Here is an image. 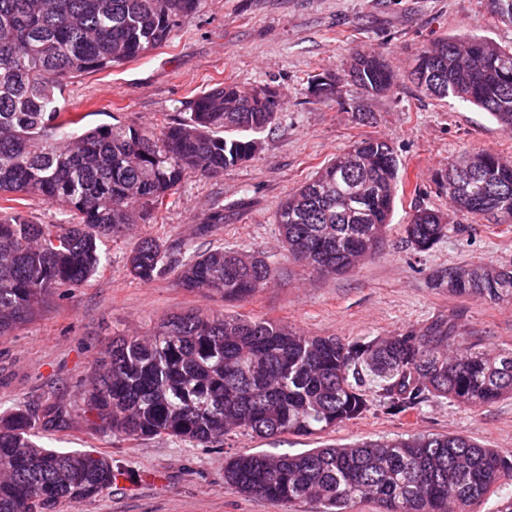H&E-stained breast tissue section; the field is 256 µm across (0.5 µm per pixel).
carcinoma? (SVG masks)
<instances>
[{"instance_id": "1", "label": "carcinoma", "mask_w": 512, "mask_h": 512, "mask_svg": "<svg viewBox=\"0 0 512 512\" xmlns=\"http://www.w3.org/2000/svg\"><path fill=\"white\" fill-rule=\"evenodd\" d=\"M200 0H0V199L38 196L70 213L37 224L0 205V336L23 325L57 288L98 272L105 239L168 205L191 176H215L251 160L257 134L275 120L281 93L224 83L196 96L188 112L137 129L82 125L58 93L75 73L112 69L164 43ZM512 24V0H488ZM320 93L352 84L369 95L395 75L377 53H357L348 73H321ZM420 93L470 103L512 127V49L485 36L439 39L415 59ZM399 161L381 138L359 141L325 164L279 205L276 223L294 262L317 274H345L382 248L393 213ZM450 211L420 209L407 244L426 252L456 214L512 224V161L486 149L461 154L436 177ZM169 268L188 291L244 300L277 274L269 257L217 247L174 258L162 241L140 239L130 274L150 283ZM458 298L512 299V261L459 263L436 275ZM453 319L370 341L306 336L286 323L190 311L146 335H117L79 382L68 408L18 404L0 415V512H52L62 501L101 496L124 473L103 455L39 446L42 430L75 411L88 426L122 440L162 434L196 443L234 432L261 438L318 437L373 406L411 414L432 397L478 411L512 396V351L489 354L455 341ZM378 393L366 392L367 382ZM224 484L281 503L318 501L350 512L370 498L378 512H472L494 488L493 512H512V460L452 434H408L301 453H239Z\"/></svg>"}]
</instances>
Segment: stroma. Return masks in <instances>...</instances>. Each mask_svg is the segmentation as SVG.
<instances>
[{
  "mask_svg": "<svg viewBox=\"0 0 512 512\" xmlns=\"http://www.w3.org/2000/svg\"><path fill=\"white\" fill-rule=\"evenodd\" d=\"M464 34L512 47V25L490 14L485 0H202L162 45L123 65L68 79L61 103L65 111L84 114L91 127H150L229 81L276 87L282 102L252 160L216 177H189L149 223L106 239L104 268L89 282L58 289L29 321L0 337V412L19 403L72 402L77 380L104 355L113 335L141 334L191 310L278 320L308 336L346 340L418 330L451 315L477 349H511L512 302L456 298L434 279L464 261L512 260V225L464 215L467 233H448L428 252L405 243L417 209L447 210L434 176L449 160L478 149L512 160L511 129L457 99L424 97L407 79L425 46ZM358 52L379 53L396 73V85L365 98L351 85L339 100L309 94L310 76L344 73ZM370 137L390 142L403 174L382 250L343 275L322 276L289 262L276 224L280 202L317 168ZM217 203L224 207L223 224L203 229V215ZM144 237L198 252L216 246L259 252L280 273L238 302L178 288L169 273L144 284L133 279L127 264L131 248ZM407 433L463 435L512 460V397L476 412L445 398L406 416L374 407L320 441L350 444ZM37 442L62 451L95 449L125 474L103 495L60 503L54 512H321L313 501L283 504L224 486L229 456L299 453L315 443L304 437L237 434L203 445L166 435L122 441L91 431L75 415L65 427L40 433Z\"/></svg>",
  "mask_w": 512,
  "mask_h": 512,
  "instance_id": "obj_1",
  "label": "stroma"
}]
</instances>
